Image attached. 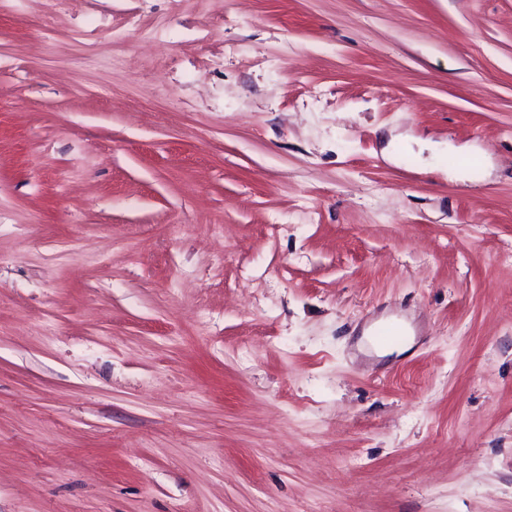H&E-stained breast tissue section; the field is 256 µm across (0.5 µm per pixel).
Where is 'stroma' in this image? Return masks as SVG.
<instances>
[{
	"instance_id": "stroma-1",
	"label": "stroma",
	"mask_w": 512,
	"mask_h": 512,
	"mask_svg": "<svg viewBox=\"0 0 512 512\" xmlns=\"http://www.w3.org/2000/svg\"><path fill=\"white\" fill-rule=\"evenodd\" d=\"M0 512H512V0H0Z\"/></svg>"
}]
</instances>
